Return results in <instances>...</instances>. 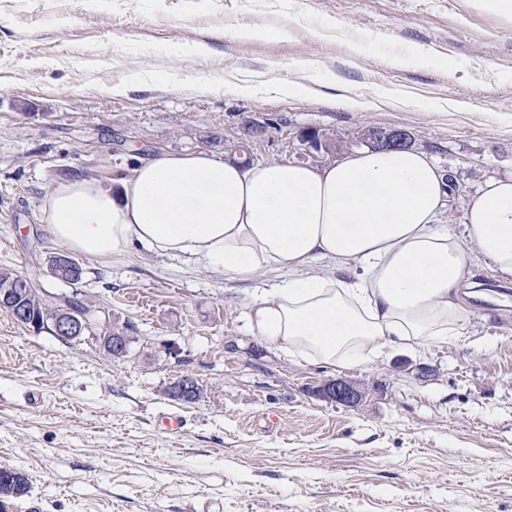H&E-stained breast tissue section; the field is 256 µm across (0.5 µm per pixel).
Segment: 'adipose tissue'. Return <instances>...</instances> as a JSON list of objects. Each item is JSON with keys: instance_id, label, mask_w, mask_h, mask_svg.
Segmentation results:
<instances>
[{"instance_id": "adipose-tissue-1", "label": "adipose tissue", "mask_w": 512, "mask_h": 512, "mask_svg": "<svg viewBox=\"0 0 512 512\" xmlns=\"http://www.w3.org/2000/svg\"><path fill=\"white\" fill-rule=\"evenodd\" d=\"M448 196L444 174L413 148L318 167L167 154L113 188L83 176L47 185L41 219L83 256L118 260L136 246L255 283L251 329L300 361L336 367L462 335L466 249L512 277V174L470 198L467 240L438 221ZM319 259L330 267L313 271ZM354 265L362 275L345 277Z\"/></svg>"}]
</instances>
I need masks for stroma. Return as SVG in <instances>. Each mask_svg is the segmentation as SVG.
<instances>
[{"instance_id": "1", "label": "stroma", "mask_w": 512, "mask_h": 512, "mask_svg": "<svg viewBox=\"0 0 512 512\" xmlns=\"http://www.w3.org/2000/svg\"><path fill=\"white\" fill-rule=\"evenodd\" d=\"M251 117L288 120L259 163L316 165L305 127L410 130L455 182L440 221L464 236L469 199L512 174V23L466 0H0V271L62 253L47 183L232 160ZM467 257L507 292L470 304L458 340L336 368L248 328L252 283L136 247L80 257L78 292L128 352L0 311V459L31 485L5 512H512V277ZM183 376L198 400L170 395ZM335 379L354 406L323 396ZM83 303L86 308H89L91 310V313H93V315L97 321L99 310L91 304H88L85 302H83ZM97 327L101 328L102 330H105V334H106L105 340L110 343V347L112 348V356L113 357H123L127 354L128 346L130 343L129 336H127L123 331L122 332L114 331V330L112 331V330H108L107 327L101 326V321L99 318L97 321Z\"/></svg>"}]
</instances>
